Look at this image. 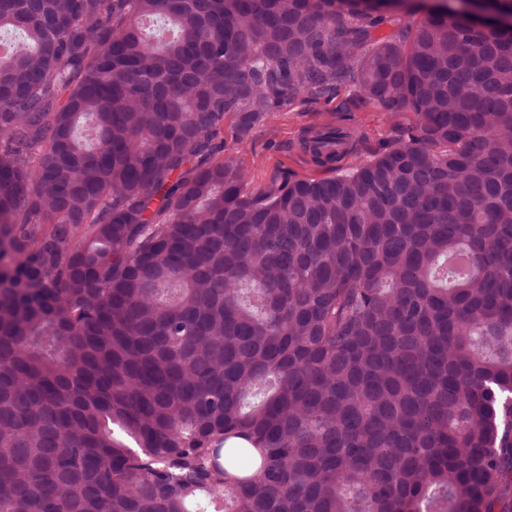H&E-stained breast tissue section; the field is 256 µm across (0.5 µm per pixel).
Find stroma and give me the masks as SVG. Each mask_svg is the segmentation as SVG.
<instances>
[{
    "instance_id": "1",
    "label": "stroma",
    "mask_w": 512,
    "mask_h": 512,
    "mask_svg": "<svg viewBox=\"0 0 512 512\" xmlns=\"http://www.w3.org/2000/svg\"><path fill=\"white\" fill-rule=\"evenodd\" d=\"M341 97L314 99L300 96L291 106L274 112L267 122L244 141H236L232 119L224 121V150L235 155L248 178L247 192L271 187L281 173L298 178L324 176L303 152L301 142L307 130L325 123H345L352 133L353 149L348 163L368 159L382 144L396 139L400 126L412 123L411 113L395 115L377 104L368 103L340 118L336 109Z\"/></svg>"
}]
</instances>
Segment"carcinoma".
<instances>
[{"mask_svg":"<svg viewBox=\"0 0 512 512\" xmlns=\"http://www.w3.org/2000/svg\"><path fill=\"white\" fill-rule=\"evenodd\" d=\"M474 20L0 0V512H512V26ZM344 85L407 137L344 167L325 124L336 174L248 194L224 118Z\"/></svg>","mask_w":512,"mask_h":512,"instance_id":"obj_1","label":"carcinoma"}]
</instances>
